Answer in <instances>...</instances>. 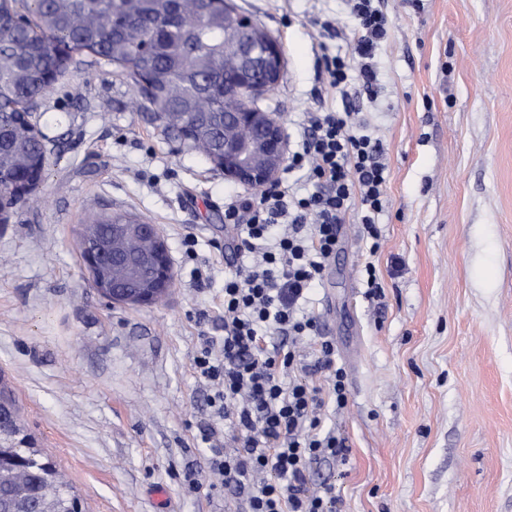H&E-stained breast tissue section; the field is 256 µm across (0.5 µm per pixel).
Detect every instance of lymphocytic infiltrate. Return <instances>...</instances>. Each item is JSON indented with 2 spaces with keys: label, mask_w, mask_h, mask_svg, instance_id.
Masks as SVG:
<instances>
[{
  "label": "lymphocytic infiltrate",
  "mask_w": 512,
  "mask_h": 512,
  "mask_svg": "<svg viewBox=\"0 0 512 512\" xmlns=\"http://www.w3.org/2000/svg\"><path fill=\"white\" fill-rule=\"evenodd\" d=\"M344 3L352 48L324 53L320 72L343 98L373 97L375 51L390 23L375 0ZM299 129L288 169L302 172L311 192L297 193L284 181L259 196L224 202L236 256L224 277V337L218 344L202 337L193 359L196 376L211 388V406L228 426V449H213L206 468L232 497H245L248 512H336L331 486L310 488L309 467L347 455L344 438L324 429L321 417L327 405L346 406V374L331 341L319 340L309 361L295 344L319 333L307 305L336 255L346 214L359 208L373 254L376 219L385 208V150L355 111L314 112ZM318 374L324 383H314Z\"/></svg>",
  "instance_id": "1"
}]
</instances>
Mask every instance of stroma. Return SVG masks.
I'll return each mask as SVG.
<instances>
[{"label": "stroma", "mask_w": 512, "mask_h": 512, "mask_svg": "<svg viewBox=\"0 0 512 512\" xmlns=\"http://www.w3.org/2000/svg\"><path fill=\"white\" fill-rule=\"evenodd\" d=\"M234 2L284 47L264 106L286 131L344 109L318 72L324 52L350 48L318 34L324 20L351 31L343 0ZM379 6L391 28L378 93L355 109L386 152V208L373 255L348 212L311 294L348 392L324 426L348 452L310 480L334 485L339 512H512V0ZM85 61L39 99L42 179L0 225V386L82 512H245L203 471L199 431L215 417L193 358L200 337L224 334V201L250 189L164 133L112 66ZM113 212L159 225L174 273L161 304L94 288L79 230ZM369 261L380 300L360 283Z\"/></svg>", "instance_id": "stroma-1"}]
</instances>
